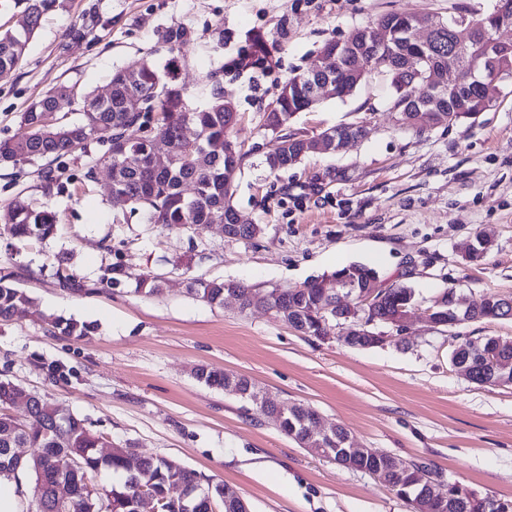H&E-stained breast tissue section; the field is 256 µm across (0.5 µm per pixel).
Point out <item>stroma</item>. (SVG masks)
I'll return each mask as SVG.
<instances>
[{"mask_svg": "<svg viewBox=\"0 0 512 512\" xmlns=\"http://www.w3.org/2000/svg\"><path fill=\"white\" fill-rule=\"evenodd\" d=\"M496 0H60L47 12L24 58L0 73V139L18 131L28 104L66 83L107 85L113 71L147 53L165 60L158 32L189 29L196 45L182 82L224 69V94L242 119L234 130L247 153L234 203L261 234L225 238L220 227L168 231L108 202L109 171L93 186L79 178L98 144L68 161L67 193L46 198L34 176L11 179L0 166V276L34 305L0 323V378L69 409L113 444L163 456L236 489L249 512H411L371 475L337 466L285 436L276 421L193 375L207 366L242 375L286 406L303 403L365 447L425 463L444 480L512 498V385L480 386L450 363L460 337L512 340V322L454 328L415 322L406 343L354 348L296 331L272 312L210 305L187 291L189 278H219L262 288L299 287L359 262L383 286L410 285L419 307L451 289L472 303L512 297V87L476 118L420 132L396 125L389 81L374 77L353 95L329 97L299 113L291 132L309 136L364 123V138L335 154H307L273 174L265 164L264 111L282 83L305 71L331 39L348 40L390 12L485 13ZM223 28V41L212 33ZM260 33L275 50L249 73L233 68ZM50 206V237L19 243L5 235L16 197ZM493 240L482 257L467 247L477 232ZM68 263L89 285L60 290ZM130 279L104 288L102 269ZM158 276L157 294L137 292L134 275ZM59 319L90 324L75 338ZM60 366L63 378L44 372Z\"/></svg>", "mask_w": 512, "mask_h": 512, "instance_id": "35a3bbf8", "label": "stroma"}]
</instances>
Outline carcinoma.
Masks as SVG:
<instances>
[{
    "mask_svg": "<svg viewBox=\"0 0 512 512\" xmlns=\"http://www.w3.org/2000/svg\"><path fill=\"white\" fill-rule=\"evenodd\" d=\"M57 0H15L22 7L20 28L0 33V71L14 69L40 27L43 15L56 6ZM376 27L388 29L392 36L386 45L374 51L366 47L368 39L363 28L356 33L351 46L339 55L338 97L351 94L357 87L358 76L353 65L363 58L364 77L372 71L399 72L394 84L392 108L403 109L412 91L405 88L414 75L403 70L407 58H417L420 71L418 93L425 95V80L433 71L448 72L453 66L460 74L485 63L487 46L479 40L464 64L449 58L448 32L438 34L429 45L419 43L406 26V13L393 12L383 16ZM168 58L159 64L146 59L132 69L115 71L108 83L106 97L90 93L77 99L82 123L70 125L53 116V97L46 95L31 102L19 115L18 132L0 140V165L14 167L42 162L37 169L39 188L46 197L65 191L62 181L63 163L76 149H84L93 141L107 145L104 153L114 174L112 205L132 212L142 211L147 223L158 224L169 230H183L193 226L235 223L237 212L233 204L237 171L244 153L236 146L235 166L224 159V141L233 139L232 131L240 121L237 109L224 106V66L209 71L195 94L188 95L178 84L182 68L188 64L191 32L180 25H170L158 34ZM273 44L261 34L251 40L250 51L237 65L262 68L271 57ZM315 78L298 73L289 77L264 113V126L270 134V147L265 164L270 172L278 173L293 166L299 149V138L288 133V128L300 112L312 110L311 93ZM148 128L175 144L177 151L169 166L156 170L149 160V146L132 140L136 131ZM135 151L143 157V164L129 168L124 165V153ZM191 182L196 193L186 195L182 185ZM58 223L56 211L49 207L34 208L23 198H16L8 210L7 232L10 238L24 242L45 239L52 235ZM353 295L369 287L377 278L376 271L362 263H351L334 272ZM130 277L122 267L109 265L103 269L100 284L108 288ZM57 286L71 294H85L87 285L76 273L63 266L56 271ZM136 290L152 295L160 290L157 276L141 274L135 278ZM188 291L197 298L218 307L224 306V294H235L240 306H251L256 292L253 286L222 279H210L198 284L188 281ZM274 304L286 311L284 319L295 330L319 337V320L336 317V309H325L319 279L315 278L299 288H280ZM383 296L369 309V316L387 320L400 309L415 304V294L404 283L382 290ZM500 298L490 296L482 300L479 319L504 320L511 316L501 311ZM33 306L32 298L22 289L0 277V321L7 322L15 314ZM54 327L66 336H84L88 326L77 320L58 321ZM458 358L471 373V382L482 385L491 357L478 356L469 345L458 352ZM199 382L212 387L224 383V373L202 367L197 373ZM30 419L21 421L0 411V478L15 480L32 476L35 497L31 512H139V491L145 490L166 512H176L170 506L169 490L175 484L198 487L206 478L195 470L175 464L164 457L143 456L137 470L130 471L121 457H103L96 449L104 437L93 432L86 420L38 397L29 409ZM16 448H37L38 454L19 459ZM418 463L402 461V467L392 474V491L408 493L410 499L431 494L428 484L440 477V472L425 466L415 471ZM108 467L126 472L125 480L107 489L95 481L101 469Z\"/></svg>",
    "mask_w": 512,
    "mask_h": 512,
    "instance_id": "cac0c4a2",
    "label": "carcinoma"
}]
</instances>
